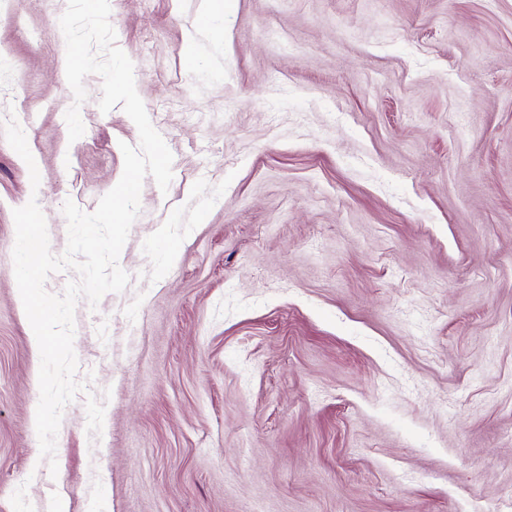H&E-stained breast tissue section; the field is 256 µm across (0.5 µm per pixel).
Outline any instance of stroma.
Wrapping results in <instances>:
<instances>
[{
	"instance_id": "35a3bbf8",
	"label": "stroma",
	"mask_w": 512,
	"mask_h": 512,
	"mask_svg": "<svg viewBox=\"0 0 512 512\" xmlns=\"http://www.w3.org/2000/svg\"><path fill=\"white\" fill-rule=\"evenodd\" d=\"M67 4L0 0V129L57 255L139 144L96 74L69 141ZM110 7L173 179L143 182L127 288L76 303L89 391L48 460L12 275L35 192L0 133V512H512V0ZM154 250L157 257V267L160 275L167 272L170 264L175 258V249L170 243V236L166 229L161 230L153 241Z\"/></svg>"
}]
</instances>
